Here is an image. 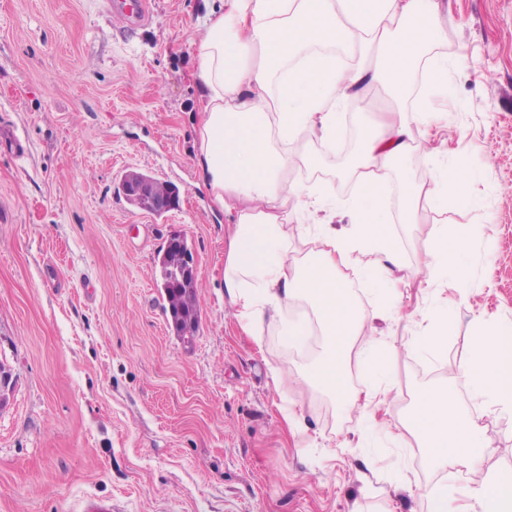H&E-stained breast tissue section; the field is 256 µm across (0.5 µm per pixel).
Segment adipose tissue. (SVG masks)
<instances>
[{
    "instance_id": "1",
    "label": "adipose tissue",
    "mask_w": 512,
    "mask_h": 512,
    "mask_svg": "<svg viewBox=\"0 0 512 512\" xmlns=\"http://www.w3.org/2000/svg\"><path fill=\"white\" fill-rule=\"evenodd\" d=\"M445 7L444 0H205L203 32L193 42L198 186L231 225L222 284L245 333L260 348L265 328L276 325L297 343L303 328L284 322L282 314L291 302H310L326 346L306 383L333 394L344 412L364 405V432L377 429L393 440L401 439L400 427L375 417L388 393L376 346L359 353L371 377L363 392L350 389L343 368L352 338L372 332L379 315L358 307L347 271L355 266L370 277L401 264L386 215V173L400 165L412 142L439 140L441 128L432 107H423L414 127L396 107L413 80L423 79L429 92L448 86L447 60L423 62L425 51L448 39L438 20ZM376 84L395 109L384 113L379 130L367 131L350 172L352 194L338 199L323 186L289 179L293 161L320 164L310 153L292 159L289 145L311 136L335 141L344 109L351 103L366 108L365 91ZM474 179L473 171L449 166L433 174L428 190L405 185L401 222L418 223L422 213L452 199L478 206ZM340 213L350 219V234L335 228ZM292 226L313 237L312 257L291 256ZM467 246L462 235L439 233L415 276L431 285L446 269L449 288L462 290ZM474 327L462 376L475 397L512 416L506 332L480 318ZM412 427L433 465L480 467V429L461 416L455 381L422 395ZM465 496L479 512H512V469L488 473Z\"/></svg>"
}]
</instances>
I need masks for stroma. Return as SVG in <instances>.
I'll return each instance as SVG.
<instances>
[{"label": "stroma", "instance_id": "stroma-1", "mask_svg": "<svg viewBox=\"0 0 512 512\" xmlns=\"http://www.w3.org/2000/svg\"><path fill=\"white\" fill-rule=\"evenodd\" d=\"M145 25L102 15L98 0H0V122L27 151L0 145V359L15 381L0 407V512H427L428 487L457 492L512 468V418L491 415L467 385L460 409L482 422L480 470L429 467L412 433L395 447L358 445L346 415L305 384L279 394L270 368L311 370L323 350L308 304L288 308L307 329L297 347L267 330L257 348L221 288L230 226L197 183L192 38L202 0H151ZM449 91L432 96L447 151L414 145L387 183L402 270L351 277L360 308L381 307L374 337L392 372L378 412L408 422L423 388L466 362L475 316L512 326V0H447ZM345 136L320 169L297 177L351 195ZM472 169L476 210L456 205L397 221L404 181L430 184L450 164ZM175 186L158 217L119 190L125 174ZM470 248L463 292L411 276L440 226ZM187 238L197 266L199 329L178 336L160 294L159 250ZM448 314V347L418 346ZM304 431L292 435L281 409Z\"/></svg>", "mask_w": 512, "mask_h": 512}]
</instances>
